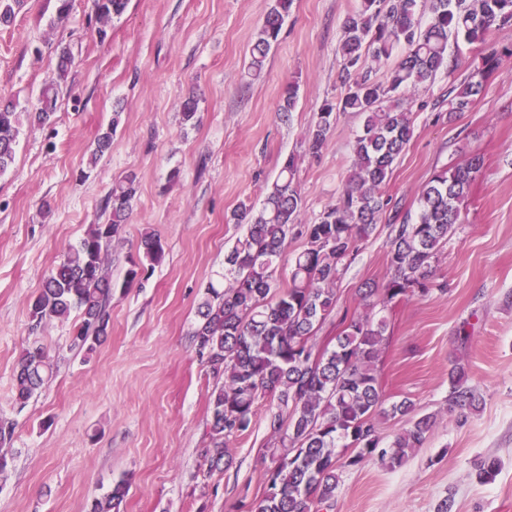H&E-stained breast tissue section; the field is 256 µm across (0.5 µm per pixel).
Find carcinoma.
Returning <instances> with one entry per match:
<instances>
[{
	"instance_id": "1",
	"label": "carcinoma",
	"mask_w": 512,
	"mask_h": 512,
	"mask_svg": "<svg viewBox=\"0 0 512 512\" xmlns=\"http://www.w3.org/2000/svg\"><path fill=\"white\" fill-rule=\"evenodd\" d=\"M359 8L343 23L340 68L343 92L325 101L309 131V149L324 145L337 112L364 117L354 144L350 174L336 202L311 224H298L301 201L294 183L297 158L287 156L261 208L244 207L234 220L247 225L224 258L218 286L209 284L191 332L192 344L213 384L209 392L208 441L200 455L208 472L222 471L228 442L252 424L255 408L270 398L268 429L276 448L275 467L266 474L264 496L248 504V512H313L336 503L342 469L377 459L393 469L422 447L434 418L419 416L404 398L386 403L377 363L388 329L385 317L343 311L342 330L332 348L314 352L318 328L336 312L337 283L348 260L376 231L387 200L382 188L410 141L413 128L409 94L436 78L453 75L458 61L448 58V38L483 44L495 28L512 25V0H359ZM128 0H92L98 35H107L112 19L121 16ZM23 0H0V25L10 24ZM293 0H272L246 75L261 77L267 56L277 43ZM398 58L384 81L362 71L367 57ZM512 48L492 47L481 58L449 102V113L465 111L486 88L488 76ZM73 63L71 51L58 52V82L42 87L30 107L18 112L0 107V174L14 162L24 122L51 123L57 110L60 81ZM112 117L96 142L98 156L112 144L119 124ZM481 168L475 155L462 164L433 173L422 188L415 219L403 218L392 228L388 269L379 283L359 292L369 310L383 312L418 292H445L436 279L435 262L455 232L469 205L470 189ZM136 195L135 178L112 186L107 221L89 225L77 245L46 275L28 305L32 328L64 321L77 313L66 345L94 353L110 332L109 302L114 285L108 273L112 244L120 241ZM305 238V248L291 265L288 287L277 289L273 273L293 231ZM143 260L162 262L159 237H142ZM53 356L38 342L24 348L15 366L13 402L22 409L54 374ZM465 368L448 369V413L472 410L478 396L466 385ZM378 415L406 419L407 427L386 447L374 424ZM13 423L0 420V474L8 467ZM127 494L123 483L91 500L87 512H120Z\"/></svg>"
}]
</instances>
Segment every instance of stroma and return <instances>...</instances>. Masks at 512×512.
Masks as SVG:
<instances>
[{"label":"stroma","instance_id":"obj_1","mask_svg":"<svg viewBox=\"0 0 512 512\" xmlns=\"http://www.w3.org/2000/svg\"><path fill=\"white\" fill-rule=\"evenodd\" d=\"M272 0H129L99 38L92 0H26L0 27V100L27 107L56 77L57 52L73 64L51 124H25L12 167L0 175V418L14 422L12 459L0 475V512H87L92 498L126 482L122 512H243L273 467L268 401L230 441L231 464L208 474L212 386L190 343L209 282L245 230L232 214L260 207L282 161L297 158L300 219L335 202L349 175L363 119L340 112L318 153L308 132L324 100L342 92L343 22L359 0H293L257 80L251 49ZM460 59L411 104L413 135L384 189L389 205L337 285L340 308L363 313L356 292L387 270L394 216L416 215L421 187L442 167L480 156L468 215L436 261L446 292L414 295L388 312L379 381L387 401L412 400L435 424L399 468L372 460L345 469L334 512H512V58L503 59L468 110L448 102L481 62L482 46L449 40ZM295 107L281 119L288 84ZM196 96L193 122L181 103ZM120 114L112 148L96 139ZM135 176L130 221L111 256V330L90 358L70 352V323L32 328L28 300L48 271L102 213L114 183ZM157 234L160 265L127 281ZM466 327L467 341L456 338ZM52 354L51 382L24 409L11 401L21 351ZM460 362L480 398L465 418L448 411V368ZM499 463L480 482L481 461Z\"/></svg>","mask_w":512,"mask_h":512}]
</instances>
